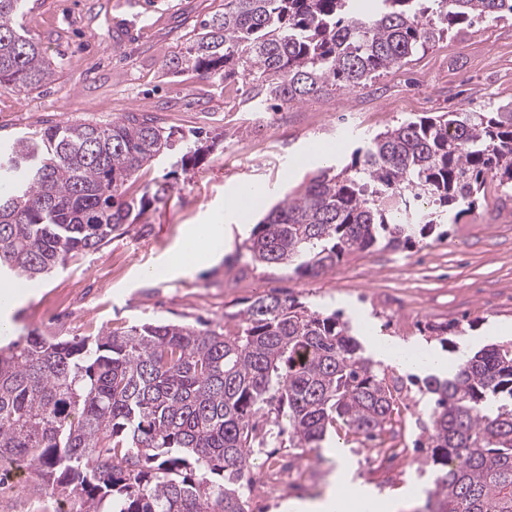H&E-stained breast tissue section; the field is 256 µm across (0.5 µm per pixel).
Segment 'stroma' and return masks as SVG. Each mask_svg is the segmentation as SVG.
Segmentation results:
<instances>
[{
	"label": "stroma",
	"mask_w": 512,
	"mask_h": 512,
	"mask_svg": "<svg viewBox=\"0 0 512 512\" xmlns=\"http://www.w3.org/2000/svg\"><path fill=\"white\" fill-rule=\"evenodd\" d=\"M21 26L54 61L52 80L18 95L0 87V149L20 133L72 120L109 122L127 112H152L162 126L189 135L203 130L219 140L203 162L174 170L173 157L144 168L128 195L169 176L167 202L141 224L96 252L76 253L65 267L23 289L10 318L16 334L73 339L124 331L145 323L234 325L258 296L275 293L311 309L342 311L359 342L369 335L425 342L426 325H454L441 353L456 365L462 352L493 344L487 331L512 324V200L477 201L448 223L442 240L417 239L403 250L378 247L345 256L317 277L252 262L244 238L216 265L188 277H151L147 268L174 253L189 224L204 223L242 185L263 188L268 204L292 194L334 158L350 160L354 144L406 119L463 109L494 111L512 103V20L474 21L452 31L400 68L357 91L309 96L280 111H258L253 82L205 80L190 69L169 68L203 19L224 0H30ZM66 307L67 321L51 323L47 310ZM388 374L406 379L397 365ZM429 397L407 384L399 394L398 456L369 469L373 442L339 427L321 448L305 450L301 480L271 499L252 495L251 512H279L291 499H317L329 489L336 451L344 449L353 480L380 498L405 496L404 512H418L422 490L436 475L422 436Z\"/></svg>",
	"instance_id": "1"
}]
</instances>
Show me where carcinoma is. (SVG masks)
Listing matches in <instances>:
<instances>
[{"mask_svg": "<svg viewBox=\"0 0 512 512\" xmlns=\"http://www.w3.org/2000/svg\"><path fill=\"white\" fill-rule=\"evenodd\" d=\"M27 0H0V86L40 87L55 63L21 34ZM475 18L512 19V0H224L176 67L257 78L280 107L361 88ZM215 144L174 137L150 112L68 121L14 139L0 173V279L37 282L97 251L168 197L124 186L176 153L186 170ZM489 183L512 186V107L406 120L360 141L271 207L242 248L252 261L319 276L344 256L396 249L460 216ZM424 426L439 475L424 512H512V341L447 377L429 374ZM386 371L336 311L266 295L221 331L149 323L79 340L34 333L0 344V486L10 471L69 512H249L251 461L266 448H319L341 422L393 431Z\"/></svg>", "mask_w": 512, "mask_h": 512, "instance_id": "obj_1", "label": "carcinoma"}]
</instances>
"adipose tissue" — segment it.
Listing matches in <instances>:
<instances>
[{
	"instance_id": "obj_1",
	"label": "adipose tissue",
	"mask_w": 512,
	"mask_h": 512,
	"mask_svg": "<svg viewBox=\"0 0 512 512\" xmlns=\"http://www.w3.org/2000/svg\"><path fill=\"white\" fill-rule=\"evenodd\" d=\"M239 204L236 197H229L221 211L215 212L205 223L185 228L181 245L172 261L151 267L155 276L185 277L205 268L224 256L226 233L238 220ZM374 357L385 364L408 368L432 366L447 369L448 360L433 349L417 343L393 341L384 337L374 341ZM371 496L367 489L352 483L345 454H338L335 473L330 478V488L318 500L288 502L289 512H364Z\"/></svg>"
}]
</instances>
